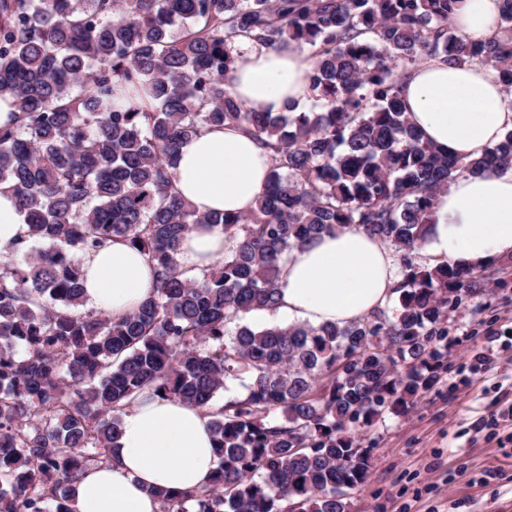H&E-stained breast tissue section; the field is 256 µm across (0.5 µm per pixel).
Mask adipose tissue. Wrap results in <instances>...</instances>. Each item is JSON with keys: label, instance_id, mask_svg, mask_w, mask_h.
Segmentation results:
<instances>
[{"label": "adipose tissue", "instance_id": "obj_1", "mask_svg": "<svg viewBox=\"0 0 512 512\" xmlns=\"http://www.w3.org/2000/svg\"><path fill=\"white\" fill-rule=\"evenodd\" d=\"M501 0H458L453 25L479 37L491 32ZM310 64L296 45L251 47L225 77L255 112L277 113L306 100ZM410 123L438 151L476 159L512 131V98L485 68L425 60L402 83ZM271 167L269 154L236 127H211L185 141L174 167L176 188L197 211L249 212ZM224 234L196 226L182 241L181 265L198 275L224 254ZM426 250L432 260L478 270L512 255V168L464 174L434 202ZM87 307L121 316L153 293L152 265L122 241L82 259ZM394 256L363 229L323 233L289 254L280 277L279 314L319 326L363 319L395 295ZM112 466L74 487L76 512H159L149 488L189 490L217 467L211 418L173 398H149L122 416Z\"/></svg>", "mask_w": 512, "mask_h": 512}]
</instances>
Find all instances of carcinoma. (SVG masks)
Segmentation results:
<instances>
[{
  "mask_svg": "<svg viewBox=\"0 0 512 512\" xmlns=\"http://www.w3.org/2000/svg\"><path fill=\"white\" fill-rule=\"evenodd\" d=\"M457 0H0V185L26 215L0 260V512H74L73 485L112 464L145 394L212 417L218 466L160 512H347L369 474L350 423L403 413L437 381L448 311L503 287L491 262L420 260L434 200L465 173L512 166V131L478 160L423 142L401 100L428 58L479 65L512 91V0L481 38ZM311 49L310 94L272 114L225 84L236 40ZM234 126L272 157L247 213L201 214L175 187L183 141ZM197 224L229 247L202 276L177 254ZM361 227L395 248L393 314L339 327L252 325L274 311L288 254ZM141 245L156 294L113 318L81 310L83 255ZM243 397L214 404L229 380Z\"/></svg>",
  "mask_w": 512,
  "mask_h": 512,
  "instance_id": "obj_1",
  "label": "carcinoma"
}]
</instances>
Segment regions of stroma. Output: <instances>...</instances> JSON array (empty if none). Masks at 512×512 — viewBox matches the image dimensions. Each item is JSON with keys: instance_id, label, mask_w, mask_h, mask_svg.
Masks as SVG:
<instances>
[{"instance_id": "35a3bbf8", "label": "stroma", "mask_w": 512, "mask_h": 512, "mask_svg": "<svg viewBox=\"0 0 512 512\" xmlns=\"http://www.w3.org/2000/svg\"><path fill=\"white\" fill-rule=\"evenodd\" d=\"M446 342L407 416L351 425L370 471L348 512H512V282L451 312Z\"/></svg>"}]
</instances>
